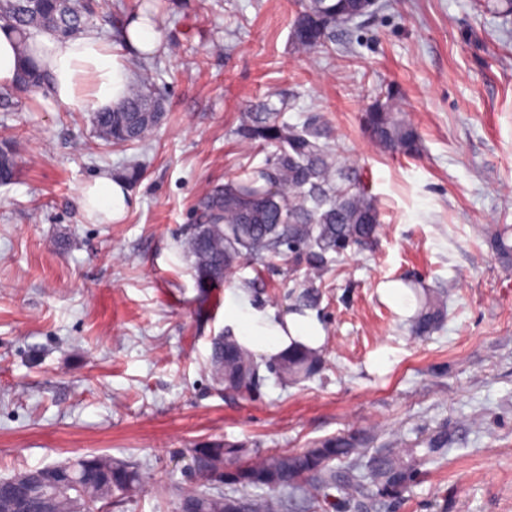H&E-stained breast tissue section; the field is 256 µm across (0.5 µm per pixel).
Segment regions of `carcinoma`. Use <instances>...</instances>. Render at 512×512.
<instances>
[{
	"instance_id": "obj_1",
	"label": "carcinoma",
	"mask_w": 512,
	"mask_h": 512,
	"mask_svg": "<svg viewBox=\"0 0 512 512\" xmlns=\"http://www.w3.org/2000/svg\"><path fill=\"white\" fill-rule=\"evenodd\" d=\"M377 8L376 3L366 6L360 0H303L292 20L293 43L304 53L324 51L336 26L370 16ZM92 14L86 0H0V22L16 33L24 57L14 91L44 84L42 70L30 58L32 42L40 32L74 37ZM159 111V100L147 87L137 85L121 107L95 112L92 121L112 144L130 145L147 138L156 125L153 113ZM363 123L381 151L407 157L418 154V128L393 89L378 92ZM236 134L267 150L266 163L244 178L212 186L198 203L183 250L198 278L213 284L224 282L243 260L263 265L286 255L306 267L293 311L311 308L318 300L316 281L330 262L375 241L378 207L358 178L340 164L319 116L308 117L300 127L290 126L282 120L281 110L262 101L244 113ZM484 242L502 267H512L508 228H487ZM446 318L443 296L426 289L417 295L410 331L418 337L430 336ZM210 362L216 384L239 394L257 390L265 380L264 369L285 383H296L323 367L318 351L299 342L266 361L230 334L215 339ZM454 441L442 426L406 448L386 443L364 459L357 456L358 448L373 442L364 430L332 435L301 451L274 450L259 458L250 457L243 443L206 441L190 451L195 485L178 494V509L288 512L290 505L303 501L309 512L345 509L353 503L371 512H389L392 500L414 483L422 467L447 458ZM68 466L67 491L85 512H98L97 504L110 496L130 501L147 484L136 464L112 456L86 455Z\"/></svg>"
}]
</instances>
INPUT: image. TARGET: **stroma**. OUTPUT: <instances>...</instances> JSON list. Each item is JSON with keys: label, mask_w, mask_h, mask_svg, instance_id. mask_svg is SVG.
I'll return each instance as SVG.
<instances>
[{"label": "stroma", "mask_w": 512, "mask_h": 512, "mask_svg": "<svg viewBox=\"0 0 512 512\" xmlns=\"http://www.w3.org/2000/svg\"><path fill=\"white\" fill-rule=\"evenodd\" d=\"M157 2L164 45L129 59L166 112L145 142L112 145L89 112L36 108L32 91L0 105V143L18 162L0 185V478L111 455L148 475L111 512H172L204 441L258 457L351 430L380 445L445 425L459 443L399 512H512V269L481 240L512 225V40L499 19L475 0H379L306 55L291 40L297 0ZM386 83L421 132L419 158L380 151L363 128ZM260 99L285 104L291 125L324 118L381 226L320 281L322 371L233 396L209 372L226 310L245 300L288 314L294 282L275 259L202 285L180 241L212 185L264 163L235 134ZM135 163L124 218L86 219L80 188ZM417 279L449 290L447 319L425 339L405 324Z\"/></svg>", "instance_id": "1"}]
</instances>
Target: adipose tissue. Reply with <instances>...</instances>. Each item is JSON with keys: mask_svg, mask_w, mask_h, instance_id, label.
Instances as JSON below:
<instances>
[{"mask_svg": "<svg viewBox=\"0 0 512 512\" xmlns=\"http://www.w3.org/2000/svg\"><path fill=\"white\" fill-rule=\"evenodd\" d=\"M35 44L33 57L47 74L45 102L50 111H108L124 100L133 81L127 53L147 57L159 49L163 44L162 22L156 16L133 17L117 44L93 26L66 40L43 33ZM80 204L88 220L114 222L125 216L130 195L123 182L104 174L81 188ZM228 322L234 325L242 344L271 357L286 350L294 340L312 348L323 341L320 324L298 314L277 318L254 310L244 316L235 308Z\"/></svg>", "mask_w": 512, "mask_h": 512, "instance_id": "1", "label": "adipose tissue"}]
</instances>
